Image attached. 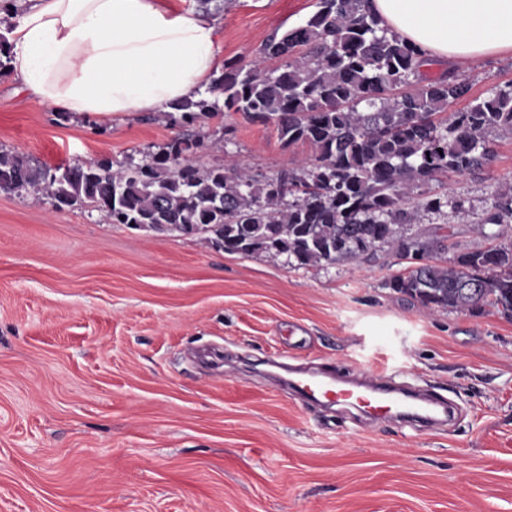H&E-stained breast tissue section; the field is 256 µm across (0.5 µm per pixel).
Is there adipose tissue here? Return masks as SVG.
I'll return each instance as SVG.
<instances>
[{
    "mask_svg": "<svg viewBox=\"0 0 512 512\" xmlns=\"http://www.w3.org/2000/svg\"><path fill=\"white\" fill-rule=\"evenodd\" d=\"M366 9L452 68L512 55V0H367ZM215 30L205 13L159 0H22L11 66L45 109L108 120L202 92L218 64Z\"/></svg>",
    "mask_w": 512,
    "mask_h": 512,
    "instance_id": "obj_1",
    "label": "adipose tissue"
}]
</instances>
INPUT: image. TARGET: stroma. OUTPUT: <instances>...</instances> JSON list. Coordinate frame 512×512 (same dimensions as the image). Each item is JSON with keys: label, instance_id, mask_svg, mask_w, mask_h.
<instances>
[{"label": "stroma", "instance_id": "obj_1", "mask_svg": "<svg viewBox=\"0 0 512 512\" xmlns=\"http://www.w3.org/2000/svg\"><path fill=\"white\" fill-rule=\"evenodd\" d=\"M316 0H212L218 60L252 58ZM460 106L512 81V56L457 69ZM203 167L274 174L311 158L235 117L205 119ZM166 111L61 117L0 76V150L56 168L113 164L181 133ZM435 192L482 212L512 186V138ZM393 256L297 269L199 237L111 224L0 192V512H512V320L428 313L392 293ZM396 377L451 397L412 429L307 406L266 366Z\"/></svg>", "mask_w": 512, "mask_h": 512}]
</instances>
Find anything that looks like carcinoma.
<instances>
[{"label": "carcinoma", "instance_id": "cac0c4a2", "mask_svg": "<svg viewBox=\"0 0 512 512\" xmlns=\"http://www.w3.org/2000/svg\"><path fill=\"white\" fill-rule=\"evenodd\" d=\"M365 2L317 0L304 25L275 28L255 58L224 60L207 95L169 105L187 125L221 114L270 126L282 146L312 149L308 165L273 176L197 166L189 158L203 141L187 133L116 168H42L0 151V190L41 191L59 209L87 207L112 224L181 234L201 225L219 250L283 257L298 269L388 251L406 267L385 286L421 308H490L512 319V187L478 215L466 198L429 188L488 168L495 141L512 137V83L454 108L468 84L454 70L427 77L420 50L382 33ZM10 33L8 24L0 31V75L10 72ZM448 214L476 216L488 245L462 250L448 244L446 227L420 228Z\"/></svg>", "mask_w": 512, "mask_h": 512}]
</instances>
